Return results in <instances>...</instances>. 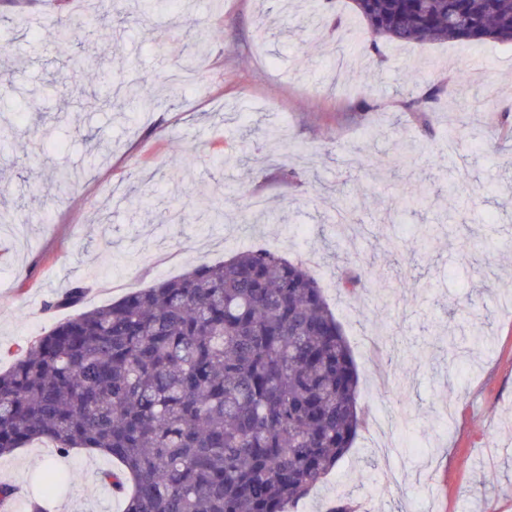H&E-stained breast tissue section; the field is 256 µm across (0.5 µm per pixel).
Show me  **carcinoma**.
Returning a JSON list of instances; mask_svg holds the SVG:
<instances>
[{
    "label": "carcinoma",
    "mask_w": 512,
    "mask_h": 512,
    "mask_svg": "<svg viewBox=\"0 0 512 512\" xmlns=\"http://www.w3.org/2000/svg\"><path fill=\"white\" fill-rule=\"evenodd\" d=\"M351 0L354 34L381 41L512 45V0ZM406 89L415 112L446 92ZM365 275L346 273L349 294ZM74 286L48 303L76 306ZM364 424L359 374L309 267L248 249L58 323L0 372V458L36 441L60 454L95 450L124 512H295ZM19 489L0 483V512Z\"/></svg>",
    "instance_id": "obj_1"
}]
</instances>
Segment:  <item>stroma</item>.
Wrapping results in <instances>:
<instances>
[{
	"mask_svg": "<svg viewBox=\"0 0 512 512\" xmlns=\"http://www.w3.org/2000/svg\"><path fill=\"white\" fill-rule=\"evenodd\" d=\"M106 5L108 32L91 19ZM29 15L41 26L23 25ZM312 20L308 0H191L160 17L138 0H0V127L14 128L0 142V370L76 310L272 248L319 279L365 419L298 512L342 495L359 512H512V47L384 42L381 66L349 47L362 23L344 0L321 36ZM59 24L80 44L48 38ZM200 29L196 82L157 81ZM452 61L468 63V82H449L422 122L404 105L407 81L428 84ZM133 82L148 108L119 95L99 109L98 95ZM364 99L373 111H359ZM36 127L45 139L31 150ZM217 150L246 163L214 167ZM62 169L75 174L64 191ZM418 191L428 207L399 206ZM206 197L223 202V222L175 219ZM343 202L355 223L337 224ZM245 213L256 222L242 224ZM394 238L405 259L387 253ZM354 261L404 275L399 298L375 285L341 294L336 269ZM74 285L79 309H48ZM405 342L424 350L379 385L383 354ZM109 466L36 443L0 458V482L47 494L51 512H123L99 478Z\"/></svg>",
	"mask_w": 512,
	"mask_h": 512,
	"instance_id": "stroma-1",
	"label": "stroma"
}]
</instances>
